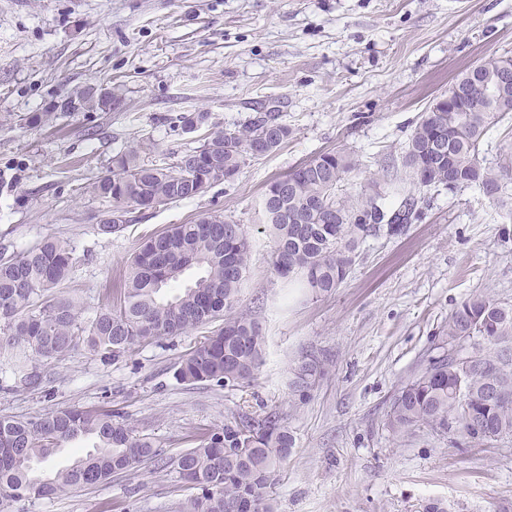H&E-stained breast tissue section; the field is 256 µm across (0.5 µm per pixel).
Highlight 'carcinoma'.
<instances>
[{
    "mask_svg": "<svg viewBox=\"0 0 512 512\" xmlns=\"http://www.w3.org/2000/svg\"><path fill=\"white\" fill-rule=\"evenodd\" d=\"M500 61L490 59L456 78L462 92L453 107H430L412 131L404 156L415 187L454 190L476 186L494 195L502 190V174L480 160L488 131L512 115V91L489 101L474 89L492 82ZM119 100L108 89L77 88L58 106L63 113L110 112ZM271 124L284 135L288 125L271 109L249 117L235 130L216 128L199 146L166 166L148 164L141 149L117 156L112 170L89 184V192L112 201L110 219L98 224L105 234L120 232L141 214L200 196L198 187L230 182L249 157L251 146ZM448 153L437 152L439 137ZM356 169L344 150L322 153L292 170L284 179L288 196L265 223L275 243L272 270L299 282L315 294L336 290L350 274L360 245L382 232L400 234L417 217L418 200L404 195L398 210L388 213L386 191L371 182L355 198L340 193ZM172 224L148 238L128 262L124 288L95 316L83 320L82 306L53 289L73 272V248L48 238L9 256L0 255V364L14 383L40 386L49 366L79 343L105 361H115L135 348L165 336H177L208 324V332L182 361L175 378L183 383L211 382L235 390L249 384L259 369L265 336L258 321L238 310L251 260L244 226L223 215ZM187 266L199 276L174 294L171 268ZM426 364L394 394L386 426L400 432L415 425L461 442L493 448L512 439V304L489 296L462 302L448 316V328ZM325 363L306 354L291 369L290 394L300 404L324 375ZM494 391L497 396L487 397ZM94 439V446L69 465L45 466L67 442ZM296 439L275 411H239L220 428L204 433L199 444L170 460L179 477L197 493L179 512H272L268 489ZM156 441L140 435L110 412L69 408L37 420L0 416V507L9 501L45 498L67 489L101 484L148 460L161 459Z\"/></svg>",
    "mask_w": 512,
    "mask_h": 512,
    "instance_id": "obj_1",
    "label": "carcinoma"
}]
</instances>
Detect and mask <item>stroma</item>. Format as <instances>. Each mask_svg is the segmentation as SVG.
<instances>
[{
	"label": "stroma",
	"mask_w": 512,
	"mask_h": 512,
	"mask_svg": "<svg viewBox=\"0 0 512 512\" xmlns=\"http://www.w3.org/2000/svg\"><path fill=\"white\" fill-rule=\"evenodd\" d=\"M512 57V0H0V248L69 241L76 266L58 294L85 317L123 286L143 238L218 212L244 225L251 264L240 306L266 336L251 384L228 390L175 379L202 333L165 337L104 362L79 346L40 387L0 370V415L35 420L109 410L171 458L237 411L274 410L296 438L270 491L273 512H512V440L453 447L425 426L392 433L389 401L475 295L512 302V118L480 146L503 173L492 199L475 186L418 191L421 216L397 236L368 238L347 280L328 295L274 276L262 214L267 185L326 151L358 162L347 195L405 177L408 138L466 69ZM112 89L110 112L52 111L75 87ZM275 109L291 134L247 160L234 181L147 212L117 234L98 229L112 208L87 186L117 155L152 145L145 161L199 146L181 115L204 112L227 130ZM326 372L301 405L288 393L307 353ZM172 466L147 461L90 488L11 502L7 512H176L192 495Z\"/></svg>",
	"instance_id": "35a3bbf8"
}]
</instances>
